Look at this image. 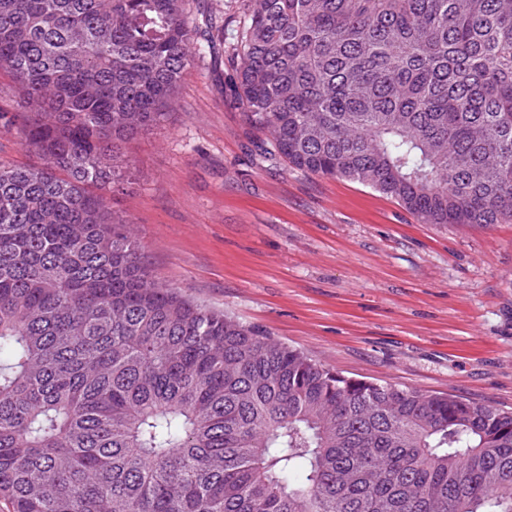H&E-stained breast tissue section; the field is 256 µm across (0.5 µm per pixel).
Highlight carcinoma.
<instances>
[{"label":"carcinoma","instance_id":"1","mask_svg":"<svg viewBox=\"0 0 512 512\" xmlns=\"http://www.w3.org/2000/svg\"><path fill=\"white\" fill-rule=\"evenodd\" d=\"M264 154L425 224L512 222V0H243ZM186 0H0L10 512H512V411L346 376L157 285L112 198L193 67ZM37 157L21 146L14 131L0 127V165L13 166L37 162Z\"/></svg>","mask_w":512,"mask_h":512}]
</instances>
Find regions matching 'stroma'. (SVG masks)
Wrapping results in <instances>:
<instances>
[{
	"label": "stroma",
	"instance_id": "35a3bbf8",
	"mask_svg": "<svg viewBox=\"0 0 512 512\" xmlns=\"http://www.w3.org/2000/svg\"><path fill=\"white\" fill-rule=\"evenodd\" d=\"M235 29L126 146L113 207L155 282L345 375L512 411V223L424 224L360 183L253 146Z\"/></svg>",
	"mask_w": 512,
	"mask_h": 512
}]
</instances>
